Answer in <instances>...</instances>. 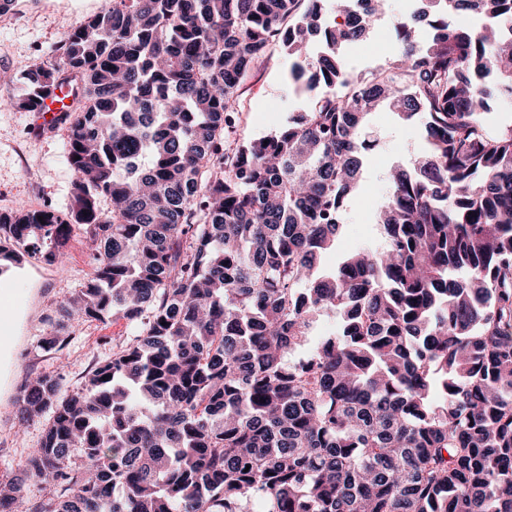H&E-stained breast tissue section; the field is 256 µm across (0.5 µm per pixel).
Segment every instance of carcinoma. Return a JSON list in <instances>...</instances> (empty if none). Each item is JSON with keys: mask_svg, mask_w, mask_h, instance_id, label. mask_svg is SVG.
<instances>
[{"mask_svg": "<svg viewBox=\"0 0 512 512\" xmlns=\"http://www.w3.org/2000/svg\"><path fill=\"white\" fill-rule=\"evenodd\" d=\"M354 2L338 24L327 0H112L24 72L25 111L78 78L74 178L64 210L0 225L49 264L76 230L98 245L48 342L110 319L130 333L76 393L21 385L23 421L48 416L28 512H512V129L484 115L512 99V0H425L430 40L399 19L368 78L341 54L377 13ZM460 12L480 23L454 27ZM274 47L294 90L323 92L227 149ZM383 108L421 121L427 155L391 174L384 245L324 271ZM16 491L0 483V512Z\"/></svg>", "mask_w": 512, "mask_h": 512, "instance_id": "1", "label": "carcinoma"}]
</instances>
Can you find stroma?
<instances>
[{
    "mask_svg": "<svg viewBox=\"0 0 512 512\" xmlns=\"http://www.w3.org/2000/svg\"><path fill=\"white\" fill-rule=\"evenodd\" d=\"M111 7L112 0H14L10 10L0 14V98H19L23 92L19 77L31 62H55V47L73 27ZM412 7L413 0H387L379 9L374 27L346 52L354 73L370 75L392 59L393 24L397 17L410 15ZM289 67L287 56L278 49L255 62L239 92L236 123L224 134L227 144L268 135L308 106V97L296 95L287 82ZM64 137V130L38 128L33 113L0 109V213L21 206L67 205L72 171ZM365 138L371 147L364 154L357 192L341 215L336 248L323 260L327 268L336 267L348 253L381 246L379 207L386 178L394 168L409 166L426 152L420 128L403 123L387 109L371 114ZM69 254L67 265H49L39 272L29 269L14 281L20 304L33 307L39 318L30 323L18 320L11 340L0 344V405L11 408L7 418L0 419V439L9 441L0 449V483L16 484V512H28L31 480L26 462L38 446L45 422L40 419L19 430L14 385L50 372L66 393L76 392L94 362L111 355L113 346L126 337L123 324L97 323L88 333L69 328L61 350L48 352L40 346V339L53 329L60 303L95 266V247L84 236L71 240Z\"/></svg>",
    "mask_w": 512,
    "mask_h": 512,
    "instance_id": "35a3bbf8",
    "label": "stroma"
}]
</instances>
